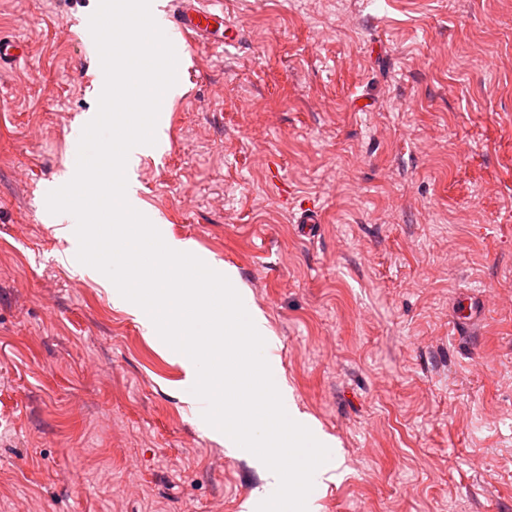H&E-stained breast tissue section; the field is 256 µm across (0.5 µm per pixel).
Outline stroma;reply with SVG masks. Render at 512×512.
<instances>
[{
	"label": "stroma",
	"instance_id": "stroma-1",
	"mask_svg": "<svg viewBox=\"0 0 512 512\" xmlns=\"http://www.w3.org/2000/svg\"><path fill=\"white\" fill-rule=\"evenodd\" d=\"M217 4L245 36L180 43L139 198L266 317L342 457L317 512H512V0ZM97 5L0 0L28 47L0 68V512H246L265 470L47 210L97 107Z\"/></svg>",
	"mask_w": 512,
	"mask_h": 512
}]
</instances>
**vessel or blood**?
Segmentation results:
<instances>
[{"label":"vessel or blood","instance_id":"1","mask_svg":"<svg viewBox=\"0 0 512 512\" xmlns=\"http://www.w3.org/2000/svg\"><path fill=\"white\" fill-rule=\"evenodd\" d=\"M224 28L225 46L235 45L239 39V26L226 22L223 10L213 7L211 0H182L171 24L166 25V34L197 41L211 36L216 28Z\"/></svg>","mask_w":512,"mask_h":512}]
</instances>
